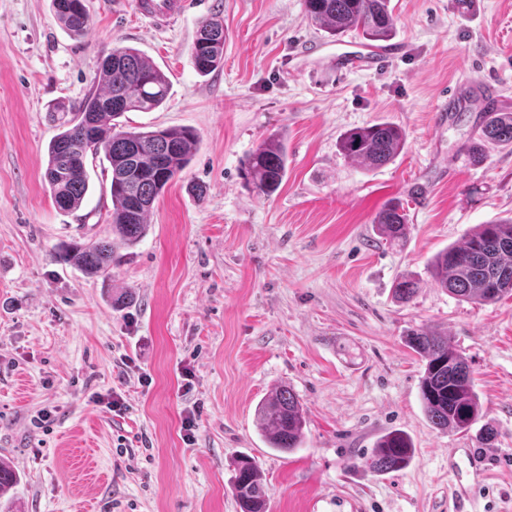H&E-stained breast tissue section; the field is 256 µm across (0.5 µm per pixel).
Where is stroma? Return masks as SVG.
Returning <instances> with one entry per match:
<instances>
[{
  "mask_svg": "<svg viewBox=\"0 0 512 512\" xmlns=\"http://www.w3.org/2000/svg\"><path fill=\"white\" fill-rule=\"evenodd\" d=\"M87 4L91 28L74 36L51 0H0V458L20 477L0 512H239L242 455L264 474L268 512H454L478 447L491 459L467 512H512V296L461 302L429 272L476 225L512 217V145L472 161L484 110L470 84L483 77L496 111L512 112V0H391L404 54L342 72L336 52L363 38L329 37L305 0H194L164 29L134 0ZM211 17L224 23V66L203 77L191 48ZM118 44L171 84L156 110L124 113L123 129L187 127L199 142L102 280L58 252L111 238L109 173L90 163L68 213L43 174L52 107L97 90L100 57ZM454 90L459 109L440 116ZM384 121L406 134L394 161L366 171L344 158L345 132ZM272 136L288 172L267 197L245 163ZM392 201L409 224L400 243L374 225ZM407 273L420 285L403 304L393 288ZM421 326L471 361L486 444L481 426L428 422L423 363L404 343ZM278 385L306 411L290 453L256 424ZM391 430L414 444L409 467L357 468Z\"/></svg>",
  "mask_w": 512,
  "mask_h": 512,
  "instance_id": "35a3bbf8",
  "label": "stroma"
}]
</instances>
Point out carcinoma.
Returning a JSON list of instances; mask_svg holds the SVG:
<instances>
[{
	"label": "carcinoma",
	"instance_id": "carcinoma-1",
	"mask_svg": "<svg viewBox=\"0 0 512 512\" xmlns=\"http://www.w3.org/2000/svg\"><path fill=\"white\" fill-rule=\"evenodd\" d=\"M57 20L69 31L84 35L90 28L86 0H52ZM308 17L333 36L356 30L374 42H387L396 34L397 18L391 0H305ZM224 25L201 22L191 50V62L202 76L224 63ZM100 89L88 94L72 117L60 125L48 145L44 173L54 205L61 211L78 209L89 190L86 160H75L65 149L103 155L111 169L112 235L136 244L146 229V217L164 188L189 163L198 143L191 128L123 131L117 119L126 112H149L166 100L171 85L167 76L140 50L120 44L100 61ZM485 141L512 144V112H490L482 127ZM405 145L401 127L380 122L346 133L339 141L341 153L371 171L394 160ZM288 168V155L275 137L263 141L247 160L246 173L258 193L272 195ZM389 242L404 240L408 232L402 204L395 202L376 218ZM60 257L90 277L110 276L112 244L90 241L66 245ZM434 282L461 301L490 304L512 294V219L478 224L459 244L437 254L430 264ZM418 282L401 276L394 287L402 303L412 300ZM406 343L425 361L420 380V400L433 428L468 432L482 418V407L472 384L466 358L448 343V337L420 327ZM268 445L280 452L300 447L306 425L305 410L288 387H278L256 411ZM413 457L410 438L399 430L382 435L371 456L361 465L384 475L408 467ZM16 473L0 461V498L16 484ZM234 494L240 512H268L265 482L257 463L242 457L236 465Z\"/></svg>",
	"mask_w": 512,
	"mask_h": 512
}]
</instances>
